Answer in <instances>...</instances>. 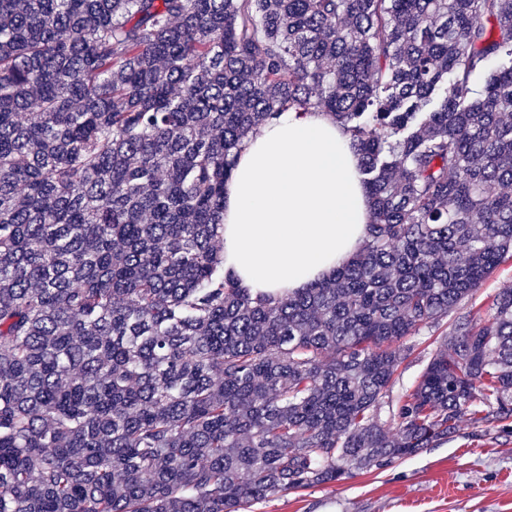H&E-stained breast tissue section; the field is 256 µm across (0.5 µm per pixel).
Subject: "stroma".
I'll list each match as a JSON object with an SVG mask.
<instances>
[{
	"label": "stroma",
	"instance_id": "stroma-1",
	"mask_svg": "<svg viewBox=\"0 0 512 512\" xmlns=\"http://www.w3.org/2000/svg\"><path fill=\"white\" fill-rule=\"evenodd\" d=\"M505 290H512V260L502 263L457 312L487 321L494 298ZM453 323L448 317L411 337L414 349L396 372L390 404L414 387ZM248 512H512V427L465 423L415 456L337 483L278 494Z\"/></svg>",
	"mask_w": 512,
	"mask_h": 512
}]
</instances>
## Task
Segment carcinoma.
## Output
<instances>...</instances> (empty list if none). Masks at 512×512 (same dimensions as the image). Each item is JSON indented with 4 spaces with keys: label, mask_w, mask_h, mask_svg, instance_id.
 Returning <instances> with one entry per match:
<instances>
[{
    "label": "carcinoma",
    "mask_w": 512,
    "mask_h": 512,
    "mask_svg": "<svg viewBox=\"0 0 512 512\" xmlns=\"http://www.w3.org/2000/svg\"><path fill=\"white\" fill-rule=\"evenodd\" d=\"M317 108L367 237L254 299L224 183ZM511 257L512 0H0V512H239L512 421V291L381 418ZM505 290H512V260L502 263L448 318L421 330L417 336L405 339L407 344H414V349L409 358L399 366L389 398H385V401L390 402V410L391 404L395 408L406 392L414 387L441 338L451 332L455 317L470 315L475 320L487 321L494 298Z\"/></svg>",
    "instance_id": "1"
}]
</instances>
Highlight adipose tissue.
<instances>
[{
    "label": "adipose tissue",
    "instance_id": "ef3b65f1",
    "mask_svg": "<svg viewBox=\"0 0 512 512\" xmlns=\"http://www.w3.org/2000/svg\"><path fill=\"white\" fill-rule=\"evenodd\" d=\"M371 203L350 138L327 113L253 130L224 185V270L251 297L333 276L362 246Z\"/></svg>",
    "mask_w": 512,
    "mask_h": 512
}]
</instances>
